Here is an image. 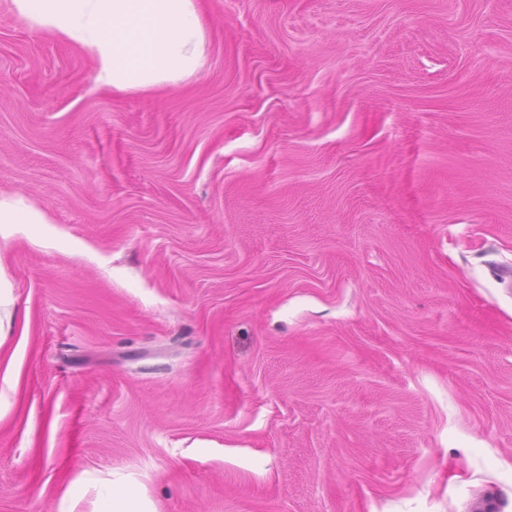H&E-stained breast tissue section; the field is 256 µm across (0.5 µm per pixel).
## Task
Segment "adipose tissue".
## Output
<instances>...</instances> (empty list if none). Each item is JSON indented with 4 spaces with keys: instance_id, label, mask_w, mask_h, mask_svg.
Wrapping results in <instances>:
<instances>
[{
    "instance_id": "ef3b65f1",
    "label": "adipose tissue",
    "mask_w": 512,
    "mask_h": 512,
    "mask_svg": "<svg viewBox=\"0 0 512 512\" xmlns=\"http://www.w3.org/2000/svg\"><path fill=\"white\" fill-rule=\"evenodd\" d=\"M37 32L76 45L96 62V84L151 96L206 65L198 0H12Z\"/></svg>"
}]
</instances>
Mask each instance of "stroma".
Returning a JSON list of instances; mask_svg holds the SVG:
<instances>
[{"label": "stroma", "mask_w": 512, "mask_h": 512, "mask_svg": "<svg viewBox=\"0 0 512 512\" xmlns=\"http://www.w3.org/2000/svg\"><path fill=\"white\" fill-rule=\"evenodd\" d=\"M147 98L0 0V512H512V0H200ZM50 219L18 194L0 192V224H47ZM100 512H139L138 505L129 497L125 491L115 485L103 491L99 500Z\"/></svg>", "instance_id": "1"}]
</instances>
